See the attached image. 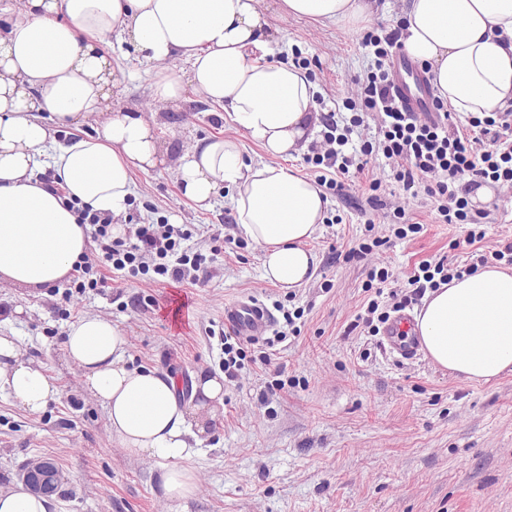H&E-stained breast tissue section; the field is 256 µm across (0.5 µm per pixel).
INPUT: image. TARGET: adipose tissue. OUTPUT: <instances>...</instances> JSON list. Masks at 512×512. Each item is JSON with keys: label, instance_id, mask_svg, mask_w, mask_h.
I'll return each mask as SVG.
<instances>
[{"label": "adipose tissue", "instance_id": "adipose-tissue-1", "mask_svg": "<svg viewBox=\"0 0 512 512\" xmlns=\"http://www.w3.org/2000/svg\"><path fill=\"white\" fill-rule=\"evenodd\" d=\"M260 0H7L0 6V284L46 288L66 279L89 245L88 228L66 204L121 216L133 193V170L164 164L155 124L110 107L119 79L103 47L124 35L155 65V101L176 104L184 59L196 91L224 106L231 125L265 154L304 149L318 116L306 71L248 60L270 27ZM288 14L316 21L359 22L372 0H283ZM405 49L428 64L439 96L465 115L512 105V0H403ZM94 131L59 142L51 124ZM62 178L64 195L39 182L42 168ZM183 194L208 207L218 188L236 189V222L263 250L264 276L293 289L307 281L306 250L327 201L309 180L269 164H247L237 139L212 137L182 151L174 165ZM427 356L470 381L512 369V270L484 267L434 292L417 317ZM484 340H476V331ZM128 338L97 315L70 325L67 356L83 387L104 408L113 443L128 457L164 468L162 492L182 500L195 478L176 466L188 438L205 434L224 403V380L195 376L191 400L174 378L127 361ZM0 392L37 414L58 393L14 337L0 335ZM56 497L23 484L0 487V512H61Z\"/></svg>", "mask_w": 512, "mask_h": 512}]
</instances>
